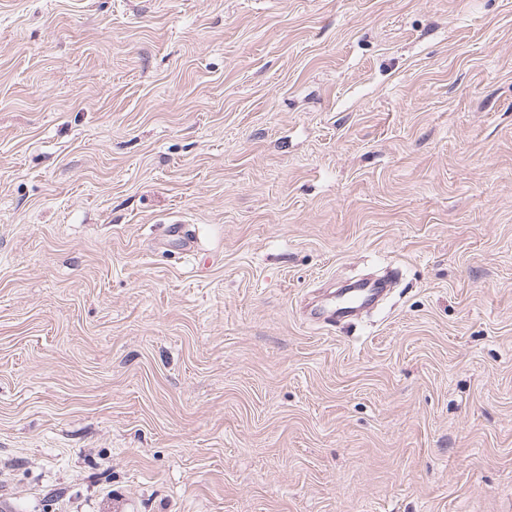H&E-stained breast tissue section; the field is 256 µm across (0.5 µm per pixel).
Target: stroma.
Returning a JSON list of instances; mask_svg holds the SVG:
<instances>
[{
	"instance_id": "obj_1",
	"label": "stroma",
	"mask_w": 512,
	"mask_h": 512,
	"mask_svg": "<svg viewBox=\"0 0 512 512\" xmlns=\"http://www.w3.org/2000/svg\"><path fill=\"white\" fill-rule=\"evenodd\" d=\"M0 512H512V0H0ZM386 288L376 281H358L347 288H340L331 293L317 306V317H312L319 322L334 326L336 321L345 320L358 311L375 306Z\"/></svg>"
}]
</instances>
